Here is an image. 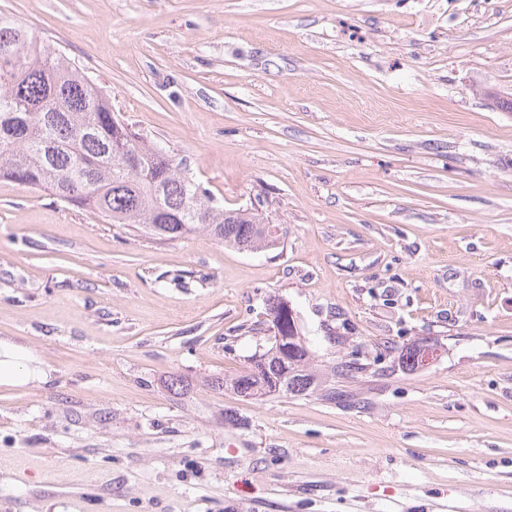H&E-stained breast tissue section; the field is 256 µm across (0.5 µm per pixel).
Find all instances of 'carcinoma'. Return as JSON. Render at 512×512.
<instances>
[{
	"mask_svg": "<svg viewBox=\"0 0 512 512\" xmlns=\"http://www.w3.org/2000/svg\"><path fill=\"white\" fill-rule=\"evenodd\" d=\"M0 177L45 190L111 224H139L158 240L203 232L239 250L271 248L273 224L245 209L226 210L175 156L119 120L107 94L74 60L43 46L0 11ZM272 299L273 336L247 371L216 384L242 397H301L323 383L297 320ZM425 342L400 352L418 369Z\"/></svg>",
	"mask_w": 512,
	"mask_h": 512,
	"instance_id": "obj_1",
	"label": "carcinoma"
}]
</instances>
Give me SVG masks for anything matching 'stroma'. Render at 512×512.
Masks as SVG:
<instances>
[{
	"instance_id": "obj_1",
	"label": "stroma",
	"mask_w": 512,
	"mask_h": 512,
	"mask_svg": "<svg viewBox=\"0 0 512 512\" xmlns=\"http://www.w3.org/2000/svg\"><path fill=\"white\" fill-rule=\"evenodd\" d=\"M0 10L280 230L159 241L0 178V340L50 375L0 386V512H512V0ZM273 296L335 399L217 386Z\"/></svg>"
}]
</instances>
